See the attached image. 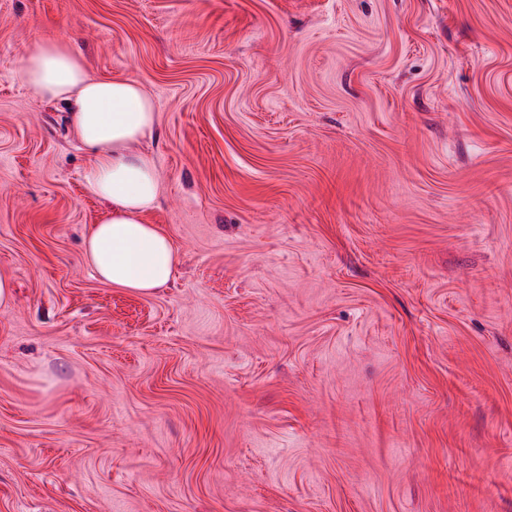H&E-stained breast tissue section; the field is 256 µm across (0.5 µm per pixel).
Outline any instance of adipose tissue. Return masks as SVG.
<instances>
[{
    "instance_id": "1",
    "label": "adipose tissue",
    "mask_w": 512,
    "mask_h": 512,
    "mask_svg": "<svg viewBox=\"0 0 512 512\" xmlns=\"http://www.w3.org/2000/svg\"><path fill=\"white\" fill-rule=\"evenodd\" d=\"M22 77L40 96L68 105L71 130L91 154L86 183L107 210L84 239L85 263L114 288L147 293L169 284L179 252L171 238L144 221L163 185L152 156L133 149L155 127L151 98L136 80L91 77L81 55L58 41L39 44Z\"/></svg>"
}]
</instances>
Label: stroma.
<instances>
[{
	"mask_svg": "<svg viewBox=\"0 0 512 512\" xmlns=\"http://www.w3.org/2000/svg\"><path fill=\"white\" fill-rule=\"evenodd\" d=\"M65 40L178 248L100 282ZM0 512H512V0H0Z\"/></svg>",
	"mask_w": 512,
	"mask_h": 512,
	"instance_id": "35a3bbf8",
	"label": "stroma"
}]
</instances>
